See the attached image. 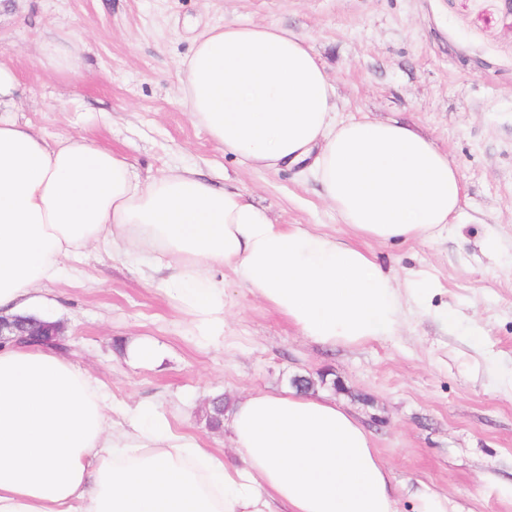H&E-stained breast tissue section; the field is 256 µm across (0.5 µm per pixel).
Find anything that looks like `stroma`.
<instances>
[{
    "instance_id": "stroma-1",
    "label": "stroma",
    "mask_w": 512,
    "mask_h": 512,
    "mask_svg": "<svg viewBox=\"0 0 512 512\" xmlns=\"http://www.w3.org/2000/svg\"><path fill=\"white\" fill-rule=\"evenodd\" d=\"M226 24L301 34L340 118L402 122L456 165L452 224L425 242L367 244L399 279L430 277L429 305L405 303L393 336L327 348L228 269L224 339L205 344L159 278L91 248L79 279L42 285L36 312L63 326L65 358L115 400L156 406L227 462L237 455L228 430L208 425L211 400L230 406L305 376L371 432L397 512H420L430 492L448 512H512V14L502 0H0V56L17 75L20 120L46 138L85 139L144 175L194 168L273 223L355 242L312 178L225 156L186 112L179 63ZM53 39L79 47L76 70L51 67L41 46ZM133 343L157 359L132 360Z\"/></svg>"
}]
</instances>
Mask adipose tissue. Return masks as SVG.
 <instances>
[{
  "mask_svg": "<svg viewBox=\"0 0 512 512\" xmlns=\"http://www.w3.org/2000/svg\"><path fill=\"white\" fill-rule=\"evenodd\" d=\"M181 100L226 154L261 171L301 167L357 236L426 241L462 200L458 169L397 121H340L305 39L227 24L180 64ZM0 60V313L33 312L38 286L93 244L157 273L196 336L224 334L232 267L250 291L323 346L397 331L399 285L370 251L304 224H276L243 193L185 168L141 176L126 158L20 121ZM240 463L202 448L152 406L113 403L87 372L39 346L0 348V512H397L392 477L359 419L293 389L234 404Z\"/></svg>",
  "mask_w": 512,
  "mask_h": 512,
  "instance_id": "1",
  "label": "adipose tissue"
}]
</instances>
